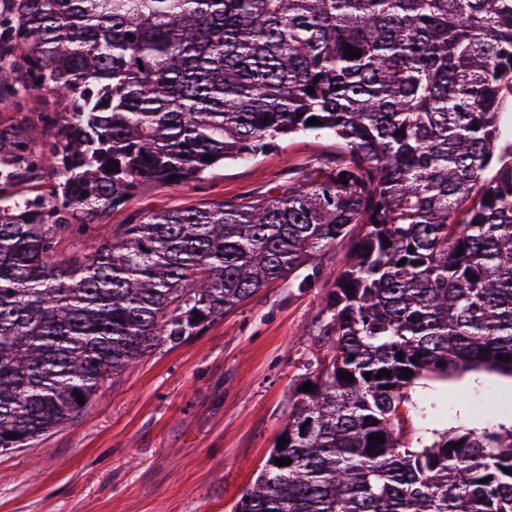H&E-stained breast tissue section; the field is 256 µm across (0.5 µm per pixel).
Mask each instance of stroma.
I'll list each match as a JSON object with an SVG mask.
<instances>
[{"label": "stroma", "instance_id": "obj_1", "mask_svg": "<svg viewBox=\"0 0 512 512\" xmlns=\"http://www.w3.org/2000/svg\"><path fill=\"white\" fill-rule=\"evenodd\" d=\"M53 105L50 97L0 104V129L21 126L45 143L40 115ZM335 150V138L302 135L185 185L143 184L90 235L62 240L57 256L80 261L135 213L263 198ZM347 251L330 247L307 283H270L182 345L106 380L86 411L34 447L0 454V512H234L266 465L292 392L323 355L318 321ZM399 415L407 443L428 429L507 425L512 379L486 371L422 379Z\"/></svg>", "mask_w": 512, "mask_h": 512}]
</instances>
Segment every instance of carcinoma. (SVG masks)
<instances>
[{
    "mask_svg": "<svg viewBox=\"0 0 512 512\" xmlns=\"http://www.w3.org/2000/svg\"><path fill=\"white\" fill-rule=\"evenodd\" d=\"M5 59L0 101L21 88L55 106L45 153L0 130V184L47 169L56 185L0 197L1 453L347 241L314 389L292 395L287 447L236 512H512V425L415 448L397 433L422 378H512V0H12ZM296 134L335 137L336 155L270 198L137 214L82 261L54 258L142 184Z\"/></svg>",
    "mask_w": 512,
    "mask_h": 512,
    "instance_id": "carcinoma-1",
    "label": "carcinoma"
}]
</instances>
